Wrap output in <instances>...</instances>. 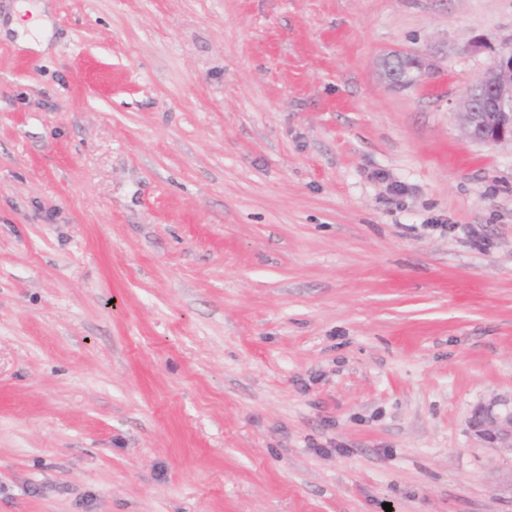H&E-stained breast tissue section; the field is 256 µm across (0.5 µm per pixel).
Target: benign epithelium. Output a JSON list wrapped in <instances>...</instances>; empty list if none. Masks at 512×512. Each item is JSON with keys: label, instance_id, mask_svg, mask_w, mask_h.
Returning a JSON list of instances; mask_svg holds the SVG:
<instances>
[{"label": "benign epithelium", "instance_id": "1", "mask_svg": "<svg viewBox=\"0 0 512 512\" xmlns=\"http://www.w3.org/2000/svg\"><path fill=\"white\" fill-rule=\"evenodd\" d=\"M391 85L410 88L420 83L426 68L416 52H396L382 61ZM482 96L467 95L460 110L461 121L476 142L496 146L512 143V49L499 52L478 78ZM473 428L491 443L512 447V413L500 419L490 414L476 417Z\"/></svg>", "mask_w": 512, "mask_h": 512}]
</instances>
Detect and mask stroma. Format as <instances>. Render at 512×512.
I'll return each mask as SVG.
<instances>
[{
	"label": "stroma",
	"mask_w": 512,
	"mask_h": 512,
	"mask_svg": "<svg viewBox=\"0 0 512 512\" xmlns=\"http://www.w3.org/2000/svg\"><path fill=\"white\" fill-rule=\"evenodd\" d=\"M24 5L0 512H512V144L457 118L512 0ZM7 28L2 29L3 35L6 37L8 30L15 33L17 35L16 43L22 49L45 53L49 48L52 34L49 23L44 18H36L25 25L19 22L17 18H14ZM25 28H29L30 30L37 29L38 32L28 34L25 32ZM381 65L391 85L410 88L420 83L426 61L416 52H396L385 58ZM473 428L483 438L491 443H499L512 447V413L502 420L490 414L476 417L472 422Z\"/></svg>",
	"instance_id": "stroma-1"
}]
</instances>
